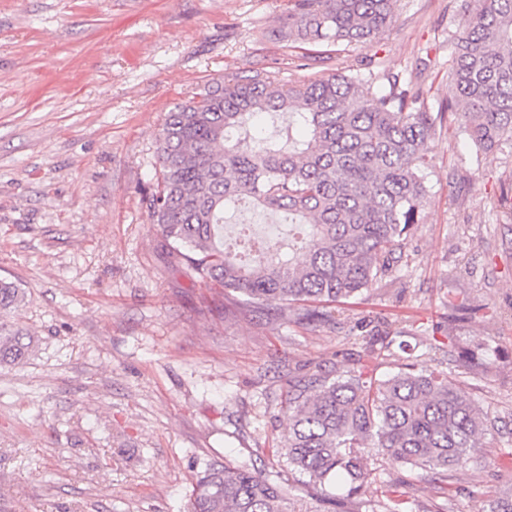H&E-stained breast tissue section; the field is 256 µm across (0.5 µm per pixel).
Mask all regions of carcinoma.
Listing matches in <instances>:
<instances>
[{
	"label": "carcinoma",
	"instance_id": "cac0c4a2",
	"mask_svg": "<svg viewBox=\"0 0 512 512\" xmlns=\"http://www.w3.org/2000/svg\"><path fill=\"white\" fill-rule=\"evenodd\" d=\"M448 76L456 103L433 112L397 75L337 73L302 85L266 71L206 83L175 105L156 138L157 182L144 202L172 252L196 280L286 311L348 300L391 277L428 188L426 150L451 112L467 138L491 150L512 138V0H466ZM394 0H291L279 39L366 46L386 33ZM243 201L288 217L287 250L224 245V210ZM23 300L0 279V313ZM392 345L384 321L363 337ZM31 347L27 330L0 320V364ZM288 466L320 495L362 496L388 455L440 482L480 458L494 429L488 411L463 396L421 356L380 380L364 364L329 377L316 369L288 382ZM388 485L364 512H404ZM191 512H309L288 488L247 463L214 464L197 477ZM482 512H512V490Z\"/></svg>",
	"mask_w": 512,
	"mask_h": 512
}]
</instances>
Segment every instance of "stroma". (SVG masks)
Here are the masks:
<instances>
[{
	"label": "stroma",
	"mask_w": 512,
	"mask_h": 512,
	"mask_svg": "<svg viewBox=\"0 0 512 512\" xmlns=\"http://www.w3.org/2000/svg\"><path fill=\"white\" fill-rule=\"evenodd\" d=\"M464 0H398L361 47L279 40L288 0H0V278L36 343L0 368V512H188L214 462L249 461L316 499L277 453L290 379L357 361L383 378L408 349L495 421L483 463L444 485L389 456L365 496L478 512L512 486V139L476 151L456 118L428 142V194L393 277L345 305L259 309L170 253L144 196L165 115L208 81L394 73L438 110ZM382 316L394 345L368 355Z\"/></svg>",
	"instance_id": "1"
}]
</instances>
